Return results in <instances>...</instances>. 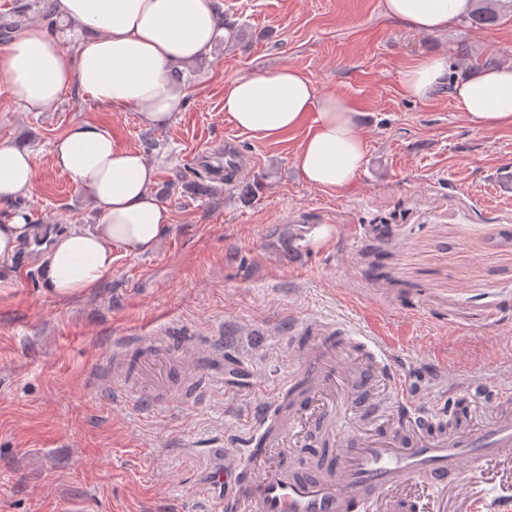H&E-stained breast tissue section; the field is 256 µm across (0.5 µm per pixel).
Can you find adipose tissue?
Wrapping results in <instances>:
<instances>
[{"instance_id": "ef3b65f1", "label": "adipose tissue", "mask_w": 512, "mask_h": 512, "mask_svg": "<svg viewBox=\"0 0 512 512\" xmlns=\"http://www.w3.org/2000/svg\"><path fill=\"white\" fill-rule=\"evenodd\" d=\"M55 17L76 34L64 51L58 34L30 24L0 51V79L29 112L56 109L77 90L98 105L137 112L147 127H163L181 111L186 90L174 74L209 56L219 34V0H51ZM473 0H383L385 17L422 34L448 31ZM407 97L427 99L448 89L456 109L483 130L512 127V65L449 75L440 54L419 57L402 73ZM224 115L238 129L268 139L300 132L295 164L309 185L348 186L366 160L362 115L346 98L319 93L301 71L282 67L224 82ZM53 166L87 190L93 224H70L55 235L39 265L55 297L91 293L112 272V248L153 252L170 230L169 208L154 194L156 170L137 149L105 128L77 121L50 144ZM34 177L30 150L0 142V204L24 197ZM25 211L0 224V298L18 285L16 262L35 227Z\"/></svg>"}]
</instances>
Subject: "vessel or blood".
I'll return each mask as SVG.
<instances>
[{
    "mask_svg": "<svg viewBox=\"0 0 512 512\" xmlns=\"http://www.w3.org/2000/svg\"><path fill=\"white\" fill-rule=\"evenodd\" d=\"M299 362L261 408L242 450L212 449L205 482L211 512H448L449 481L484 476L489 465L512 488V385L484 404L472 427L438 401L417 402L391 358L371 340L327 336L322 346L291 339ZM165 338L139 342L140 362L125 385L168 383ZM355 409V436L337 437L338 410ZM314 446L323 465L303 470L297 449Z\"/></svg>",
    "mask_w": 512,
    "mask_h": 512,
    "instance_id": "vessel-or-blood-1",
    "label": "vessel or blood"
}]
</instances>
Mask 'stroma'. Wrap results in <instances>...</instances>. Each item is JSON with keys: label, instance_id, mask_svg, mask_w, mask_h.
<instances>
[{"label": "stroma", "instance_id": "obj_1", "mask_svg": "<svg viewBox=\"0 0 512 512\" xmlns=\"http://www.w3.org/2000/svg\"><path fill=\"white\" fill-rule=\"evenodd\" d=\"M222 3L249 43L195 63L184 110L154 130L146 158L172 187L173 223L157 250L115 247L111 276L66 300L45 290L37 256L18 257L0 299V512H204L206 448L244 443L306 331L373 337L424 401L459 405L451 377L486 395L512 381V129H478L447 91L414 100L400 83L428 52L452 72L512 64V7L498 25L430 35L387 19L382 0ZM271 67L363 112L366 160L348 188L301 181L299 134L257 139L225 118V79ZM76 120L141 145L135 112L73 94L28 112L0 82V141L33 153V224L94 221L49 156ZM230 141L243 173L191 194L185 170L223 161ZM145 336L174 337L172 372L130 408L112 395L114 361Z\"/></svg>", "mask_w": 512, "mask_h": 512}]
</instances>
